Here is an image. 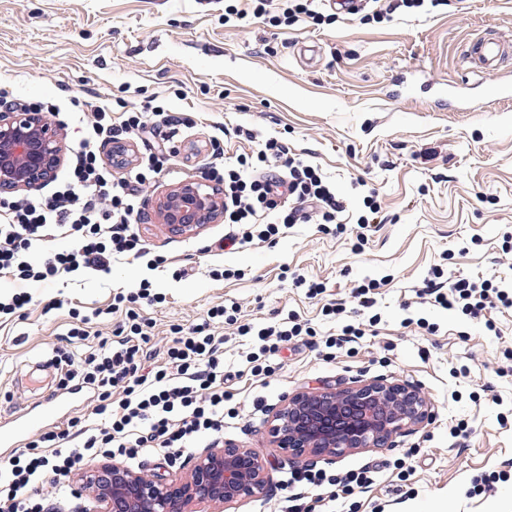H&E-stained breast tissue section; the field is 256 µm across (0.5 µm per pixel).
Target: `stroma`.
Instances as JSON below:
<instances>
[{
    "label": "stroma",
    "instance_id": "35a3bbf8",
    "mask_svg": "<svg viewBox=\"0 0 512 512\" xmlns=\"http://www.w3.org/2000/svg\"><path fill=\"white\" fill-rule=\"evenodd\" d=\"M225 19V0H0V110L73 100L141 110L155 105L192 117L180 153L142 190L138 226L163 264L120 256L110 273L20 285L0 277V295L26 291L22 312L0 317V415L11 416L57 388V348L83 358L126 320L116 293L149 280L158 301L135 306L154 362L165 360L173 328L202 323L216 306L236 309L223 324L224 367L244 370L251 337L296 315L312 335L279 344L273 372L244 375L231 388L239 416L222 440L268 461L270 479L229 512H285L283 481L294 465L269 434L270 411L315 387L345 389L384 379L421 390L434 413L392 448L347 453L326 464L343 473L379 465L353 505L322 512H512V310L473 318L424 303L435 265L448 276L512 280V65L469 72L468 40L488 30L512 43V0H439L421 9L347 14L315 0L319 19L286 23L279 0L268 13ZM252 131L249 142L236 129ZM275 137L318 167L346 200L344 231L318 224L282 229L274 241L212 250L232 234L224 222L171 234L155 199L197 180L213 151L226 162ZM376 189L381 223L364 239L356 222ZM323 282L310 297L294 277ZM379 282L373 334L323 357L328 334L357 322L352 288ZM336 302L342 317L325 314ZM87 337L72 341V325ZM464 432L454 433L456 424ZM490 491L472 492L474 479Z\"/></svg>",
    "mask_w": 512,
    "mask_h": 512
}]
</instances>
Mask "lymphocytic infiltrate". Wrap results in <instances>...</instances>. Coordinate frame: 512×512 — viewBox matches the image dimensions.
<instances>
[{
	"label": "lymphocytic infiltrate",
	"mask_w": 512,
	"mask_h": 512,
	"mask_svg": "<svg viewBox=\"0 0 512 512\" xmlns=\"http://www.w3.org/2000/svg\"><path fill=\"white\" fill-rule=\"evenodd\" d=\"M190 121L189 115L160 105L117 117L109 105L92 106L68 178L51 198L21 201L0 195V274L22 284L51 283L64 276L109 272L113 258L123 254L147 255L134 230L142 211L138 189L164 171ZM142 136L152 139V148L130 169L127 180L113 182L111 170L97 156V144ZM206 177L224 193L225 223L237 226L241 242L248 244L273 239L291 224L337 223L345 210L343 197L318 168L289 156L287 144L276 138L266 139L257 152L238 155L232 167L225 166L223 154H215ZM59 236L69 238V248H49V241ZM150 286L145 279L138 293L115 296V306L126 309L122 337L102 341L78 363L61 354L67 379L98 391L93 423L78 429L75 447H65L66 433L50 431L0 467V512H37L31 496L36 484L48 478L61 483L96 458H174L202 436L223 434L225 419L237 418L227 389L233 375L224 369V339L213 330L223 322L225 309L209 311L207 322L172 337L165 363L152 367L149 338L133 309ZM420 296L474 316L512 308V287L504 282L448 280L439 268L425 280ZM240 333L253 337L255 349L247 353L246 363L251 376L263 379L271 372L267 353L311 330L292 317L257 329L244 326ZM377 474L374 465L342 474L314 469L290 473L288 483L295 492L288 498V512H315L306 497L310 491H326L334 502L366 492Z\"/></svg>",
	"instance_id": "lymphocytic-infiltrate-1"
}]
</instances>
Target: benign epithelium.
I'll use <instances>...</instances> for the list:
<instances>
[{
	"label": "benign epithelium",
	"instance_id": "benign-epithelium-1",
	"mask_svg": "<svg viewBox=\"0 0 512 512\" xmlns=\"http://www.w3.org/2000/svg\"><path fill=\"white\" fill-rule=\"evenodd\" d=\"M64 157L57 133L41 112L25 107L0 111V193L33 190L50 182ZM161 223L183 235L215 223L224 198L203 182L170 188L157 202ZM420 392L409 384L375 380L339 391L295 395L273 410L278 447L308 466L361 448H383L429 420ZM97 512H210L234 504L268 481L266 462L255 452L226 444L197 455L191 479L149 476L119 462L90 465L82 472Z\"/></svg>",
	"mask_w": 512,
	"mask_h": 512
}]
</instances>
